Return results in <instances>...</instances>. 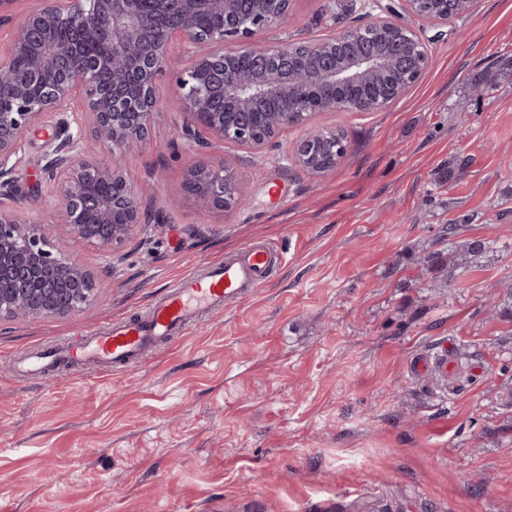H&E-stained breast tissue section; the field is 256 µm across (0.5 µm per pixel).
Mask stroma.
Instances as JSON below:
<instances>
[{"label":"stroma","mask_w":512,"mask_h":512,"mask_svg":"<svg viewBox=\"0 0 512 512\" xmlns=\"http://www.w3.org/2000/svg\"><path fill=\"white\" fill-rule=\"evenodd\" d=\"M363 14V0H294L278 34L322 38ZM424 30L431 65L403 98L312 115L345 133L322 176L294 162L298 128L258 154L189 155L175 78L157 79L151 127L123 160L151 224L115 253H79L99 284L86 309L0 320V512H512V0H478L444 38ZM478 81L488 94L471 95ZM57 120L26 134L13 177L16 206L65 252L44 174ZM198 158L233 169L246 205L204 210L182 193ZM447 224L493 244L435 284L424 259L447 252ZM255 241L287 265L128 367L16 364ZM450 343L452 378L412 374Z\"/></svg>","instance_id":"obj_1"}]
</instances>
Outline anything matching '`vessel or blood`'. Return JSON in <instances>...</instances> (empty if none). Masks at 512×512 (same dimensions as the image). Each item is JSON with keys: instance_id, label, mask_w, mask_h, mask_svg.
I'll return each mask as SVG.
<instances>
[{"instance_id": "1", "label": "vessel or blood", "mask_w": 512, "mask_h": 512, "mask_svg": "<svg viewBox=\"0 0 512 512\" xmlns=\"http://www.w3.org/2000/svg\"><path fill=\"white\" fill-rule=\"evenodd\" d=\"M286 260L283 250L254 243L206 267H191L141 315L91 328L65 356L105 370L122 368L158 341L187 335L202 313L254 294Z\"/></svg>"}]
</instances>
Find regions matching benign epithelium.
Wrapping results in <instances>:
<instances>
[{
	"label": "benign epithelium",
	"instance_id": "benign-epithelium-1",
	"mask_svg": "<svg viewBox=\"0 0 512 512\" xmlns=\"http://www.w3.org/2000/svg\"><path fill=\"white\" fill-rule=\"evenodd\" d=\"M292 0H37L13 19L10 51L0 56V197L12 193L6 176L25 133L47 112L63 115L55 139L47 142L45 172L55 198L54 221L66 226L72 249L94 246L109 251L132 239L148 223L137 186L122 173V160L145 137L158 109L154 86L171 65L170 42L182 43L190 66L177 78V96L188 121L180 128L184 150L203 144L232 143L260 152L290 127L304 135L295 162L324 174L318 143L323 129L310 125L312 111L298 108L264 118L267 102L300 96L301 82L316 74L339 94L374 82L393 63L428 50L421 23L448 25L431 14L433 0L377 3L379 14L364 25L384 43L377 53L354 51L336 61V46L351 29L331 38L275 39L267 34L288 21ZM224 17L220 28H202L198 16ZM62 27L85 28L100 50L95 59L78 42H59ZM430 64L425 57L407 70L405 81L385 100L338 102L327 98L320 111L378 112L403 97ZM42 89L34 97V84ZM83 117L68 120L76 94ZM109 156L100 160L82 147L83 132ZM183 189L202 207L230 210L244 203L234 171L220 172L196 161ZM97 280L74 255L53 251L30 218L0 201V320L33 316L64 317L90 305Z\"/></svg>",
	"mask_w": 512,
	"mask_h": 512
}]
</instances>
